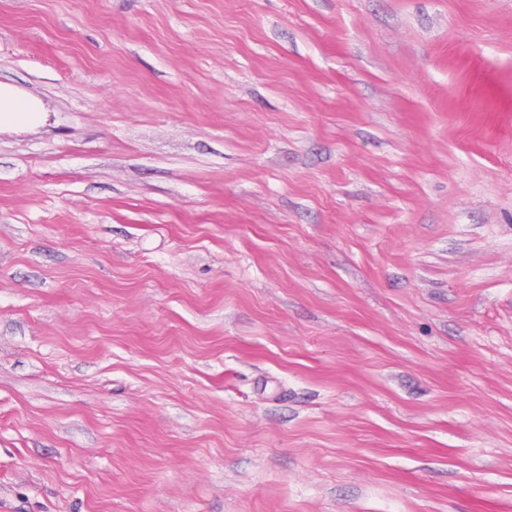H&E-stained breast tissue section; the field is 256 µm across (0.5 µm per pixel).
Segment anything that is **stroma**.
<instances>
[{
  "label": "stroma",
  "instance_id": "obj_1",
  "mask_svg": "<svg viewBox=\"0 0 512 512\" xmlns=\"http://www.w3.org/2000/svg\"><path fill=\"white\" fill-rule=\"evenodd\" d=\"M0 512H512V0H0ZM44 113L36 99L0 83V131L36 126L44 120Z\"/></svg>",
  "mask_w": 512,
  "mask_h": 512
}]
</instances>
